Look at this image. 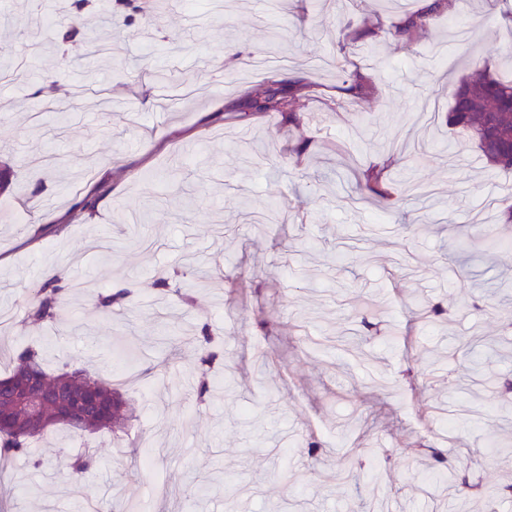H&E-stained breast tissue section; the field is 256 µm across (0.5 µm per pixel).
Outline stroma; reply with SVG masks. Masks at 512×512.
Wrapping results in <instances>:
<instances>
[{
  "label": "stroma",
  "mask_w": 512,
  "mask_h": 512,
  "mask_svg": "<svg viewBox=\"0 0 512 512\" xmlns=\"http://www.w3.org/2000/svg\"><path fill=\"white\" fill-rule=\"evenodd\" d=\"M73 0H0V312L12 346L49 372L84 369L124 385L127 428L35 442L42 466L17 459L24 485L7 512H512V250L460 251L481 229L512 237L502 211L512 171L486 164L448 126L453 84L512 56V0H456L412 42L394 31L412 0H150L89 9L112 17V58L84 34L36 17ZM376 91L346 94L351 73ZM311 86L291 124H245L236 104L264 81ZM45 98L69 104L47 111ZM27 109H18L21 99ZM384 168L395 198L361 195ZM97 200L92 213L75 196ZM83 288L59 323L29 319L26 299L52 270ZM205 269L193 302H161L158 281ZM132 289L120 314L97 294ZM445 310L432 325L419 313ZM209 326L224 353L218 397L192 391L193 338ZM496 374L494 387L483 368ZM95 466L74 485L59 441ZM317 441L309 456L308 441ZM457 470L456 495L431 472L432 449Z\"/></svg>",
  "instance_id": "obj_1"
}]
</instances>
